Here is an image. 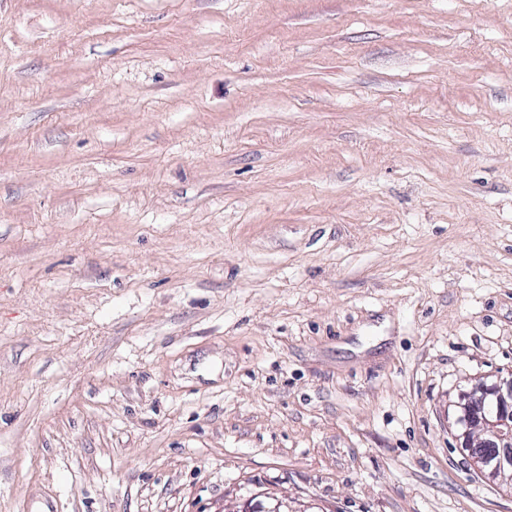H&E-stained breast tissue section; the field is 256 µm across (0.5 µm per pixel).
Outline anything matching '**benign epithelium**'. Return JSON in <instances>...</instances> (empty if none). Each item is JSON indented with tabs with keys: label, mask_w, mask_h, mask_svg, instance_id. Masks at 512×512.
Listing matches in <instances>:
<instances>
[{
	"label": "benign epithelium",
	"mask_w": 512,
	"mask_h": 512,
	"mask_svg": "<svg viewBox=\"0 0 512 512\" xmlns=\"http://www.w3.org/2000/svg\"><path fill=\"white\" fill-rule=\"evenodd\" d=\"M454 426L471 467L502 482L512 493V374L492 383L476 380L455 404ZM224 512H282L280 505L264 507L247 500Z\"/></svg>",
	"instance_id": "7a95c632"
}]
</instances>
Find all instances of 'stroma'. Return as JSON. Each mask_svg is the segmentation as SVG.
Returning a JSON list of instances; mask_svg holds the SVG:
<instances>
[{
    "label": "stroma",
    "mask_w": 512,
    "mask_h": 512,
    "mask_svg": "<svg viewBox=\"0 0 512 512\" xmlns=\"http://www.w3.org/2000/svg\"><path fill=\"white\" fill-rule=\"evenodd\" d=\"M512 0H0V512H512ZM486 401L496 406L493 416L483 412ZM455 407L453 424L469 464L478 473L502 482L512 494V373L491 384L475 380Z\"/></svg>",
    "instance_id": "obj_1"
}]
</instances>
